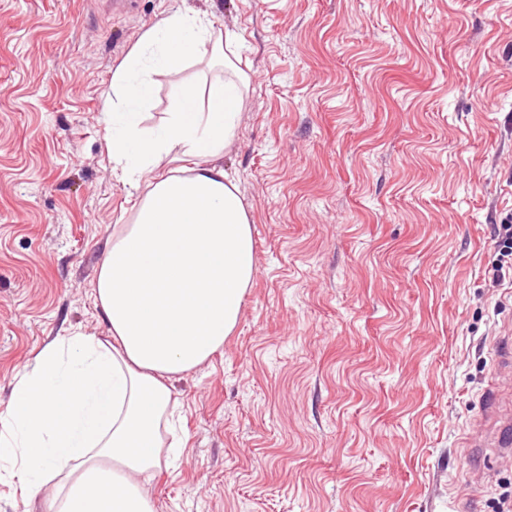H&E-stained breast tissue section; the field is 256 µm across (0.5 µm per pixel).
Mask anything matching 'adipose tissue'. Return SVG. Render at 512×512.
<instances>
[{
    "instance_id": "1",
    "label": "adipose tissue",
    "mask_w": 512,
    "mask_h": 512,
    "mask_svg": "<svg viewBox=\"0 0 512 512\" xmlns=\"http://www.w3.org/2000/svg\"><path fill=\"white\" fill-rule=\"evenodd\" d=\"M236 46L234 32L179 9L141 35L112 77V161L129 185L151 189L99 272L109 333L46 344L0 415V462L10 475L28 489L57 482L44 512H155L139 479L177 451L173 382L237 325L255 249L248 211L220 164L248 87L225 57ZM206 56L223 60L226 74L208 83L205 100L184 85L164 122L145 127L155 74ZM174 152L192 161L189 175L156 174Z\"/></svg>"
}]
</instances>
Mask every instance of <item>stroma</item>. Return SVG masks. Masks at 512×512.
<instances>
[{
    "mask_svg": "<svg viewBox=\"0 0 512 512\" xmlns=\"http://www.w3.org/2000/svg\"><path fill=\"white\" fill-rule=\"evenodd\" d=\"M239 39L249 88L221 163L256 269L223 347L174 384L155 512H495L512 425L493 286L512 217V0H0V413L53 339L108 333L94 288L140 193L113 168L112 75L178 7ZM155 75L146 124L177 88ZM55 489L0 475V512Z\"/></svg>",
    "mask_w": 512,
    "mask_h": 512,
    "instance_id": "1",
    "label": "stroma"
}]
</instances>
